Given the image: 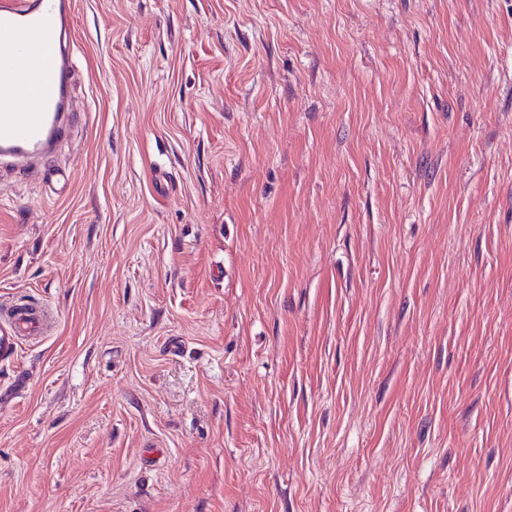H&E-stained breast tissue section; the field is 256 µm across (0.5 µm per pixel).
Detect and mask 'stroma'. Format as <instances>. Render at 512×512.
<instances>
[{
    "label": "stroma",
    "instance_id": "obj_1",
    "mask_svg": "<svg viewBox=\"0 0 512 512\" xmlns=\"http://www.w3.org/2000/svg\"><path fill=\"white\" fill-rule=\"evenodd\" d=\"M73 2L0 512H512V0Z\"/></svg>",
    "mask_w": 512,
    "mask_h": 512
}]
</instances>
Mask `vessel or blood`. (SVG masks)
<instances>
[{
	"label": "vessel or blood",
	"mask_w": 512,
	"mask_h": 512,
	"mask_svg": "<svg viewBox=\"0 0 512 512\" xmlns=\"http://www.w3.org/2000/svg\"><path fill=\"white\" fill-rule=\"evenodd\" d=\"M73 0H0V163L49 156L73 116L60 108L73 55ZM48 316L15 303L0 309V356L17 354L23 341L44 335Z\"/></svg>",
	"instance_id": "vessel-or-blood-1"
}]
</instances>
